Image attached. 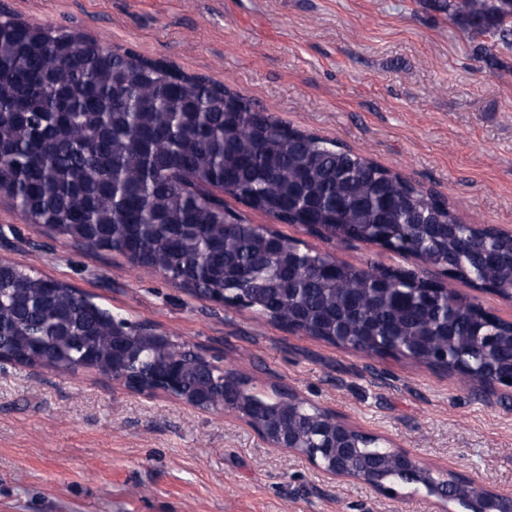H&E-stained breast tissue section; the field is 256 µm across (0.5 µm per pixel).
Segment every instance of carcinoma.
Wrapping results in <instances>:
<instances>
[{"instance_id": "1", "label": "carcinoma", "mask_w": 512, "mask_h": 512, "mask_svg": "<svg viewBox=\"0 0 512 512\" xmlns=\"http://www.w3.org/2000/svg\"><path fill=\"white\" fill-rule=\"evenodd\" d=\"M464 34L497 32L512 47V0H424ZM475 54L507 65L482 43ZM248 98L173 66L113 51L75 27L0 14V192L57 234L105 248L182 279L206 298L229 288L281 325L299 316L318 336L353 349L429 364L467 362L483 381L486 361L476 303L400 282L389 294L376 268L323 273L329 255L224 209L229 194L283 224L318 226L343 238L378 236L404 254L447 268L472 288L512 291V238L488 237L441 194L335 141L250 112ZM497 252L487 263L483 254ZM112 312L73 287L0 264V355L61 372L112 367ZM499 371L512 368V325L487 329ZM357 463L380 451L358 437Z\"/></svg>"}]
</instances>
